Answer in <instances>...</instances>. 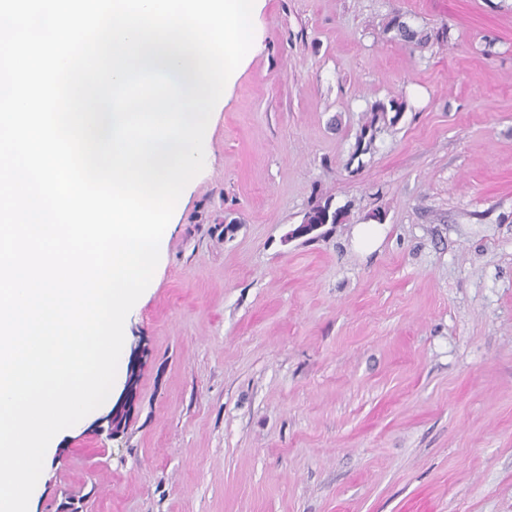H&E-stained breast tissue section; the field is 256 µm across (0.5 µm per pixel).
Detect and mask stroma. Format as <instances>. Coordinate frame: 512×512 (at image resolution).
<instances>
[{"mask_svg":"<svg viewBox=\"0 0 512 512\" xmlns=\"http://www.w3.org/2000/svg\"><path fill=\"white\" fill-rule=\"evenodd\" d=\"M255 36L29 512H512V0H264Z\"/></svg>","mask_w":512,"mask_h":512,"instance_id":"1","label":"stroma"}]
</instances>
